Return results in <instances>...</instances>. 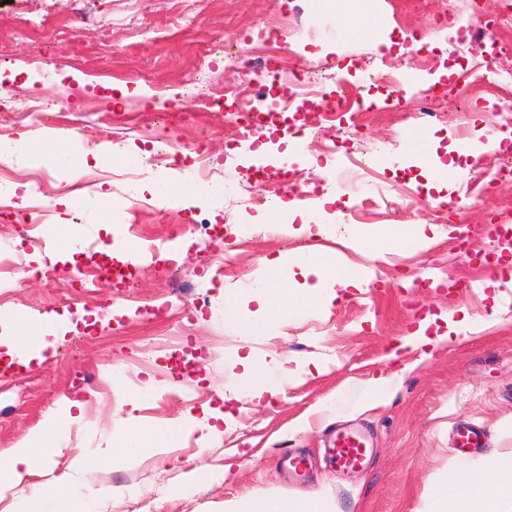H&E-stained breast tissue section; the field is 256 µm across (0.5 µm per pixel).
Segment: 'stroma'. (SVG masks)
<instances>
[{
	"instance_id": "35a3bbf8",
	"label": "stroma",
	"mask_w": 512,
	"mask_h": 512,
	"mask_svg": "<svg viewBox=\"0 0 512 512\" xmlns=\"http://www.w3.org/2000/svg\"><path fill=\"white\" fill-rule=\"evenodd\" d=\"M489 20L497 38L512 23L486 11L484 0H0V71L16 104H51L39 119H14L0 133L21 141L33 158L8 165L5 181L47 208L28 242L15 218H0V249L20 265H58L94 278L90 294L40 279L14 283L0 303V336L32 330L8 321L24 308L68 317L76 331L52 341L26 365H0V451L30 442L49 419L63 424L62 454L33 481L51 490L55 476L81 453L109 445L129 426L192 415L176 444L159 454L105 462L77 474L69 512H224L225 500L314 492L334 512H415L426 477L449 460L473 463L512 449V179L474 187L476 164L512 155V135L498 148L484 135L512 126V110L492 99L461 105L449 85L484 65V51L459 41L471 18ZM295 19L283 52V79L269 105L281 108L297 77L329 75L360 84L362 96L383 90L363 83L384 70L427 73L431 96L406 90L399 110L371 113L364 127L327 126L319 104L289 120L309 129L303 153L290 149L283 127H269L298 176L314 175L316 194L302 200L288 232H264L270 201L255 172L238 158L224 115L201 109L198 89L237 98L249 110L261 75L253 70L256 33ZM364 24L344 29L346 19ZM405 37L426 41L422 56L399 52ZM422 132L428 161L410 162V139ZM203 146L205 169L158 166L140 156L162 143ZM75 179L63 161L95 151ZM367 159L361 194L342 180ZM451 164L443 173V164ZM445 175L451 196L468 198L462 213L442 208L431 183ZM204 204L184 210L161 203V186L197 188ZM110 192L115 207L87 203ZM68 196L70 205L59 204ZM93 224L82 254L69 239ZM141 251L123 287L105 270L116 238ZM319 253L336 268L356 269L360 287L328 283L321 304L293 313L263 332L255 284L265 260L277 258L285 288L300 289L303 256ZM427 322V335L463 322L458 341L404 345ZM267 368L270 394L255 405L243 393L239 357ZM298 361L291 376L279 364ZM391 381L384 406H366V383ZM83 403L67 422L70 402ZM229 418L219 435L198 423L203 409ZM361 426L373 438L371 459L346 471L325 456L339 428ZM472 426L479 445L459 448L457 431ZM300 455L307 466L294 468ZM206 469L207 480L195 477ZM183 487L173 500L168 492Z\"/></svg>"
}]
</instances>
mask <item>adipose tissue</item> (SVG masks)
<instances>
[{"label":"adipose tissue","instance_id":"adipose-tissue-1","mask_svg":"<svg viewBox=\"0 0 512 512\" xmlns=\"http://www.w3.org/2000/svg\"><path fill=\"white\" fill-rule=\"evenodd\" d=\"M258 300L263 312L280 318L293 310L311 306L319 297L317 289H309L300 299L286 301L278 278L268 277L259 281ZM180 428L160 425L145 429L132 426L110 447L97 449L90 455L74 458L68 473L59 476L55 491L44 498V512H67L68 495L76 472L104 461L131 458L150 446L159 450L170 447ZM57 435L56 423H48L43 434V446L23 444L0 454V485L12 490L19 498L38 495L39 487L29 483V476L57 451L53 440ZM224 512H326L322 504L308 496L299 501L273 502L256 496L248 503L228 500ZM417 512H512V450L492 456L482 465H464L449 462L444 470L430 474L421 494Z\"/></svg>","mask_w":512,"mask_h":512}]
</instances>
